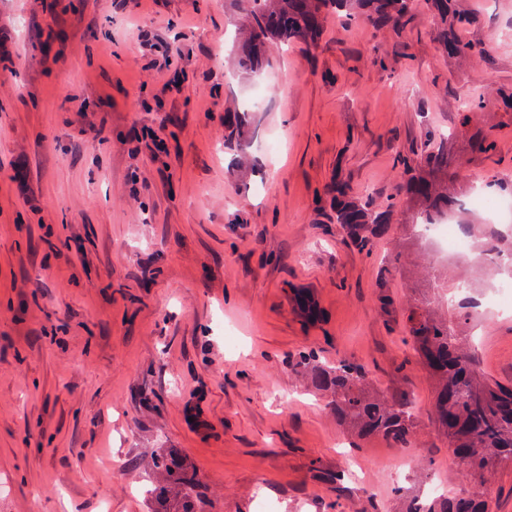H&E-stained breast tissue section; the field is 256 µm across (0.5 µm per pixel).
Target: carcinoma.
I'll return each mask as SVG.
<instances>
[{
	"label": "carcinoma",
	"instance_id": "cac0c4a2",
	"mask_svg": "<svg viewBox=\"0 0 512 512\" xmlns=\"http://www.w3.org/2000/svg\"><path fill=\"white\" fill-rule=\"evenodd\" d=\"M250 40L255 46L277 39L283 44L313 39L322 15L334 13L347 22L366 18L370 21L405 22L417 0H251ZM439 43L459 60L483 52L475 43L463 40L460 31L469 25L466 12L454 0H428ZM454 146L448 139H427L420 145L432 167L423 180L404 165L403 174L419 186L429 205L421 210L426 222L432 208L442 204L433 199L431 183L450 179L448 155ZM376 215L365 205L336 202V222L345 228L374 223ZM429 305L414 308L407 343L430 374L439 383L435 403L436 423L455 448L457 457L472 474H485L492 462L512 464V385L496 382L482 384L474 371L471 355L460 348L451 321L430 317ZM318 383L333 391L336 417L365 435L378 436L396 445L404 444L416 433L407 399L369 389L367 374L360 364L341 359L327 368H313ZM482 496L467 494L412 501L407 512H475L472 504Z\"/></svg>",
	"mask_w": 512,
	"mask_h": 512
}]
</instances>
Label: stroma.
<instances>
[{"mask_svg":"<svg viewBox=\"0 0 512 512\" xmlns=\"http://www.w3.org/2000/svg\"><path fill=\"white\" fill-rule=\"evenodd\" d=\"M459 4L482 56L443 51L427 0L400 27L327 15L316 43L267 45L257 97L250 0H0V512H406L433 478L456 491L410 309L505 383L512 314L452 317L483 270L420 243L398 159L484 137L449 201L512 185V0ZM339 180L378 215L367 251ZM304 351L409 398L418 465L385 476L394 446L337 421ZM161 453L195 464L192 492ZM346 193L345 186L336 184V222L345 228L353 225L374 224L376 215L365 205H344L339 201V197Z\"/></svg>","mask_w":512,"mask_h":512,"instance_id":"stroma-1","label":"stroma"}]
</instances>
